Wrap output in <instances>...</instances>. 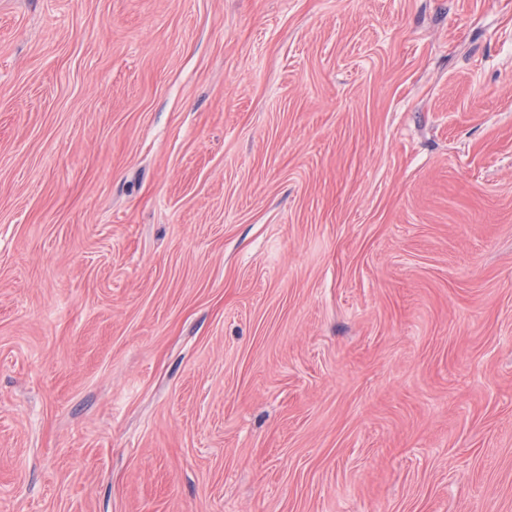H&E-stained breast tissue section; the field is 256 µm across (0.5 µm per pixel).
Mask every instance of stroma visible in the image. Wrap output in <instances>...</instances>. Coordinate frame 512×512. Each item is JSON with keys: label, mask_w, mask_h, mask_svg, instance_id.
Returning a JSON list of instances; mask_svg holds the SVG:
<instances>
[{"label": "stroma", "mask_w": 512, "mask_h": 512, "mask_svg": "<svg viewBox=\"0 0 512 512\" xmlns=\"http://www.w3.org/2000/svg\"><path fill=\"white\" fill-rule=\"evenodd\" d=\"M0 512H512V0H0Z\"/></svg>", "instance_id": "stroma-1"}]
</instances>
